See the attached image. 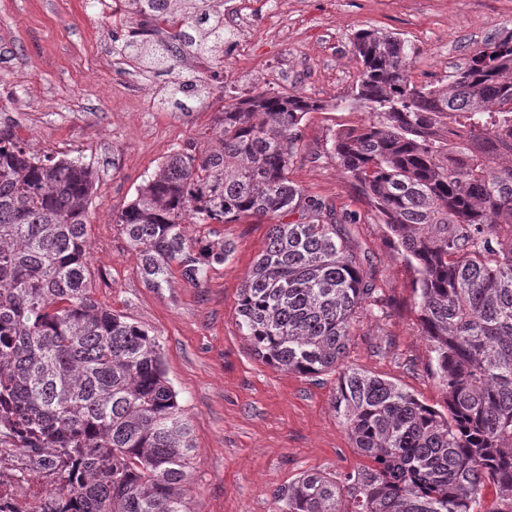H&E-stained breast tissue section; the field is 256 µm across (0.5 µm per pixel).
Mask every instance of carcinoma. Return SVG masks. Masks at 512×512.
Listing matches in <instances>:
<instances>
[{"label": "carcinoma", "mask_w": 512, "mask_h": 512, "mask_svg": "<svg viewBox=\"0 0 512 512\" xmlns=\"http://www.w3.org/2000/svg\"><path fill=\"white\" fill-rule=\"evenodd\" d=\"M125 2V58L170 73L188 58L224 60L213 0ZM354 48L355 100L368 119L337 132L332 148L418 274L448 413L342 367L377 285L340 235L348 217L288 179L299 126L321 105L286 92L224 105L208 134L157 166L117 224L144 282L162 288L173 266L194 285L231 253L222 239H186L182 225L272 221L240 288L239 327L279 370H339L334 408L368 460L300 476L277 493V512H474L489 485L487 512H512V33L444 87L409 79L395 36L360 30ZM211 87L207 76L176 79L169 96ZM93 182L80 160L42 157L0 129V413L39 464L62 457L56 493L73 512H189L193 438L159 343L91 294Z\"/></svg>", "instance_id": "obj_1"}]
</instances>
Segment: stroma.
<instances>
[{"label":"stroma","instance_id":"1","mask_svg":"<svg viewBox=\"0 0 512 512\" xmlns=\"http://www.w3.org/2000/svg\"><path fill=\"white\" fill-rule=\"evenodd\" d=\"M253 28L224 50V84L204 102L164 107L169 78L140 72L118 53L122 32L100 0H0V126L41 155L78 158L94 173L89 271L103 307L147 328L192 428L191 512H276L279 490L311 472L344 473L364 459L333 400L338 372L280 371L257 356L237 318L240 288L265 246L269 223L187 224V238L221 239L231 254L198 285L173 274L147 287L116 217L175 148L207 132L225 104L260 91L320 103L301 126L289 179L330 200L350 245L373 273L379 302L356 319L345 366L388 379L446 410L421 334L416 273L384 224L340 175L333 135L363 123L353 104L360 63L353 37L392 34L406 46L409 77L444 86L486 41L512 32V0H234Z\"/></svg>","mask_w":512,"mask_h":512}]
</instances>
